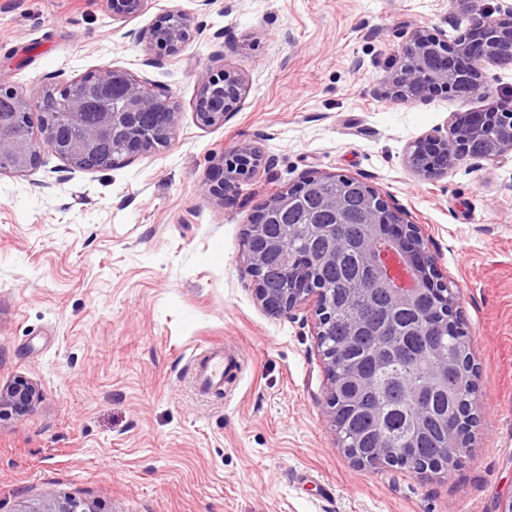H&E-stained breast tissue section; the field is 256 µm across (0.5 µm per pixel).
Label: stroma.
I'll return each instance as SVG.
<instances>
[{"label":"stroma","mask_w":512,"mask_h":512,"mask_svg":"<svg viewBox=\"0 0 512 512\" xmlns=\"http://www.w3.org/2000/svg\"><path fill=\"white\" fill-rule=\"evenodd\" d=\"M0 0V83L59 91L110 65L172 95L171 142L109 169L44 152L0 173V383L39 396L0 418V512L76 496L100 512H501L512 499V158L419 175L408 148L456 112L512 101V65L485 61L489 92L397 97L411 35L455 41L512 0ZM181 9L196 35L150 48ZM154 65H145L146 57ZM241 75L223 124L196 120L203 74ZM264 159L223 199L213 168L240 143ZM348 175L422 225L476 365L479 426L452 476L358 468L336 443L313 305L256 299L243 234L263 202L312 175ZM244 354L240 379L200 391L194 357ZM112 18L125 20L137 15L143 8L144 0H103Z\"/></svg>","instance_id":"35a3bbf8"}]
</instances>
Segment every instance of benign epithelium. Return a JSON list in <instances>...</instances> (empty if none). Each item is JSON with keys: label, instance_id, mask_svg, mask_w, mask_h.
Returning <instances> with one entry per match:
<instances>
[{"label": "benign epithelium", "instance_id": "benign-epithelium-1", "mask_svg": "<svg viewBox=\"0 0 512 512\" xmlns=\"http://www.w3.org/2000/svg\"><path fill=\"white\" fill-rule=\"evenodd\" d=\"M105 7L115 20H125L137 15L143 8L144 0H103ZM193 31L186 23L184 14L171 10L161 16L148 32V41L172 53L191 40ZM491 40L498 48L472 49L466 45L450 43L440 36L426 32H415L408 48L416 49L424 44L441 46L447 50L443 71L430 86L429 94L448 89V85L457 84L471 94L484 88L482 66L484 61L500 56L499 47L512 46V18L499 21ZM97 79L102 86L121 80L124 82V97L127 111L106 112L99 124L89 126L84 123L83 111L89 107L88 102L72 96L65 105L72 126L80 130V135L66 141H58L53 136L50 119L57 109V100L49 92L41 93L43 103V124L40 136L30 133V116H25V124L10 137L0 135V172L27 175L34 172L41 164L42 152L49 149L71 166L78 164L90 154L106 137L117 135L124 139L125 148L136 156L152 148L162 146L174 135L179 121L176 102L170 101L171 111L163 114L159 127L148 133L140 127V117L152 111L156 106L155 95L144 84L124 70L104 67L97 72ZM231 80L242 84L239 74L223 71L220 75L206 76L196 102V118L205 126L224 123V115L231 106L224 105V81ZM502 131L501 137L486 151L476 156L478 160H495L512 153V106H503L499 112H457L453 114L444 135H428L412 145L411 156L423 155L427 158L424 165L416 167L423 176L436 175L456 162L465 158L459 150V143L466 139H476L486 129ZM262 156L259 149L251 143L238 145L225 159V163L213 175L211 194L224 197L227 182L234 179L245 180L254 174L260 166ZM326 180L324 176H311L300 186L280 191L263 203L253 216L249 225L250 241L245 247V258L254 280V290L262 305L272 311H290L310 301L315 304L316 329L319 343H324L326 336L325 290L312 285V272L321 266L336 260V250L318 254L308 251L304 255L288 256L284 238H270L266 235L263 214L273 207L286 210L295 203V193L299 188L312 189ZM360 244V251L365 257V267L380 287L387 289L397 301L406 306L418 303L431 289L440 287V272L431 254L421 228L404 220L397 210L388 212V221L372 225ZM289 235H302L311 239L336 240V225L317 224L311 220L306 224H293L288 228ZM287 266L288 287L273 289L266 287L262 268L269 262ZM455 296L451 291L436 293L431 299L428 311L445 316L448 332L457 331L453 307ZM384 342L376 352L379 363H391L398 359L400 351L395 341L391 340L390 328L378 330ZM322 356L330 387L327 396L329 416L336 432L338 445L350 448L347 438V419L344 406L338 402L340 374L336 369V348L323 347ZM448 389V360L441 359L434 363L430 377L417 390L416 398L422 406L442 390ZM36 395L35 386L17 378L0 385V417L5 415L22 416L32 404ZM25 512H98L95 504L80 498L69 497L63 501L43 499L27 506Z\"/></svg>", "mask_w": 512, "mask_h": 512}]
</instances>
